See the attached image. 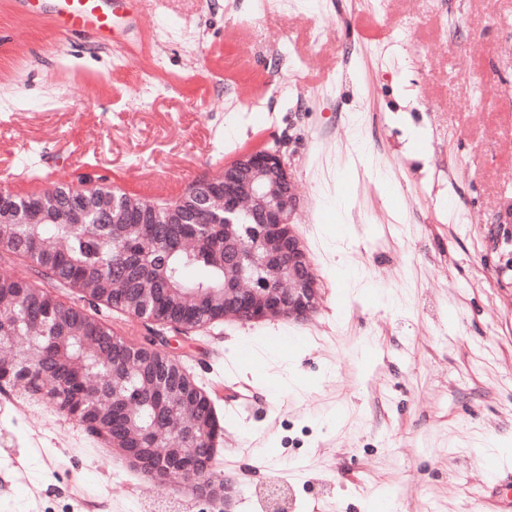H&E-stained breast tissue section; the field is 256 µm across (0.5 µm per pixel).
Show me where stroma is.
<instances>
[{"label":"stroma","mask_w":512,"mask_h":512,"mask_svg":"<svg viewBox=\"0 0 512 512\" xmlns=\"http://www.w3.org/2000/svg\"><path fill=\"white\" fill-rule=\"evenodd\" d=\"M123 25L64 38L0 0V186L79 170L169 202L279 151L318 310L161 331L224 427L233 512L269 487L287 512H471L512 470V0H139ZM190 498L0 389V512Z\"/></svg>","instance_id":"obj_1"}]
</instances>
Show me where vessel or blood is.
Masks as SVG:
<instances>
[{
  "mask_svg": "<svg viewBox=\"0 0 512 512\" xmlns=\"http://www.w3.org/2000/svg\"><path fill=\"white\" fill-rule=\"evenodd\" d=\"M136 3L137 0H53L48 6L44 0H13L16 10L25 15L50 7L52 24L61 36L87 33L107 42L114 37L117 10L133 9ZM509 482L512 483V472L504 477L495 476L485 486L496 512H512V497L497 495L498 490Z\"/></svg>",
  "mask_w": 512,
  "mask_h": 512,
  "instance_id": "b4317fda",
  "label": "vessel or blood"
}]
</instances>
